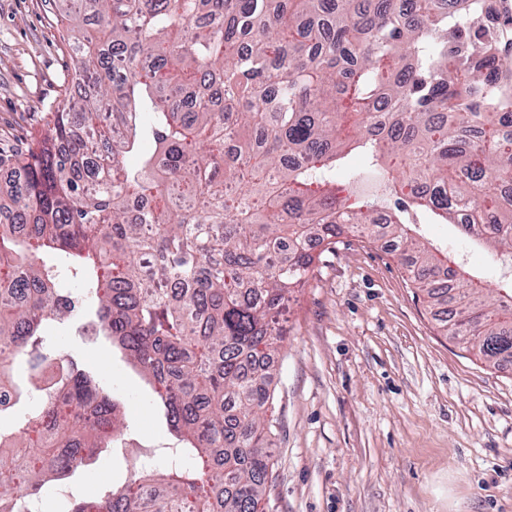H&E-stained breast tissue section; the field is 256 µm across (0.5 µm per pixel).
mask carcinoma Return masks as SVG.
<instances>
[{"label":"carcinoma","instance_id":"obj_1","mask_svg":"<svg viewBox=\"0 0 512 512\" xmlns=\"http://www.w3.org/2000/svg\"><path fill=\"white\" fill-rule=\"evenodd\" d=\"M52 2L84 90L26 153H0L17 176L0 197V387L20 358L53 371L46 400L0 429V512L125 428L120 402L43 345L77 311L63 270L189 460L69 512H270L278 316L314 247L346 231L398 240L443 330L512 360V284L491 308L464 266L410 236L427 215L512 261V14L485 0ZM353 153L367 170H344Z\"/></svg>","mask_w":512,"mask_h":512}]
</instances>
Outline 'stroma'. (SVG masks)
<instances>
[{"label": "stroma", "instance_id": "obj_1", "mask_svg": "<svg viewBox=\"0 0 512 512\" xmlns=\"http://www.w3.org/2000/svg\"><path fill=\"white\" fill-rule=\"evenodd\" d=\"M75 60L49 0H0V150L18 153L70 89ZM489 290L511 280L450 224L418 217ZM274 356L280 433L273 512H512V364L493 366L437 329L400 256L354 234L337 238L280 318ZM122 405L130 441L153 458L170 442L147 379L81 325L50 328ZM127 450L106 448L76 472L80 486L130 476Z\"/></svg>", "mask_w": 512, "mask_h": 512}]
</instances>
